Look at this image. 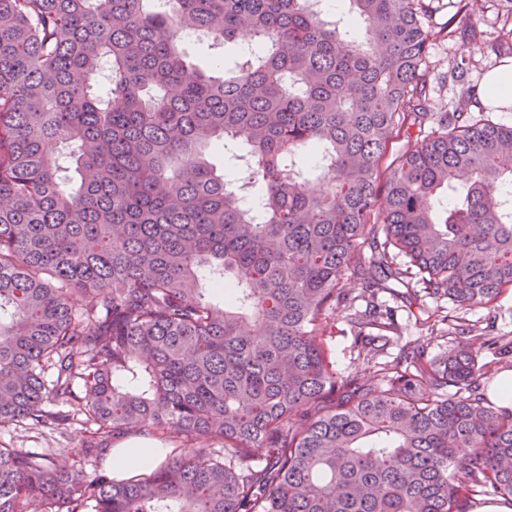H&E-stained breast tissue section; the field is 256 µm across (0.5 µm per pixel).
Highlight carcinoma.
Listing matches in <instances>:
<instances>
[{"mask_svg": "<svg viewBox=\"0 0 512 512\" xmlns=\"http://www.w3.org/2000/svg\"><path fill=\"white\" fill-rule=\"evenodd\" d=\"M349 2L356 31L314 0H0V426L57 429L75 404L93 461L0 445V512L512 505V407L478 362L512 370L511 339L377 362L394 321L373 304L362 365L327 354L359 296L490 311L512 291V126L434 110V0ZM191 32L262 46L189 77ZM230 145L241 186L207 160ZM154 434L167 463L101 467ZM344 317L343 312L336 313L329 319L326 326V336L329 339L331 356L335 362L336 371L340 373L351 370L361 362V360H357V348H354L353 331H351Z\"/></svg>", "mask_w": 512, "mask_h": 512, "instance_id": "carcinoma-1", "label": "carcinoma"}]
</instances>
